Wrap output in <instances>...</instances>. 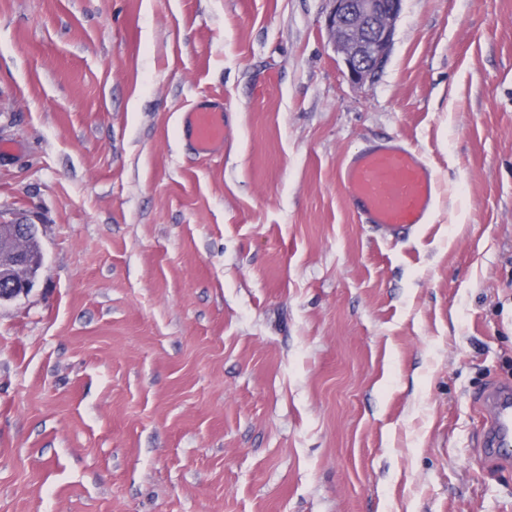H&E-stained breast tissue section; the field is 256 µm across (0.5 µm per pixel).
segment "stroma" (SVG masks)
<instances>
[{"label": "stroma", "instance_id": "35a3bbf8", "mask_svg": "<svg viewBox=\"0 0 512 512\" xmlns=\"http://www.w3.org/2000/svg\"><path fill=\"white\" fill-rule=\"evenodd\" d=\"M329 9L0 0V512H512V0H403L359 84ZM386 138L442 185L399 238L338 180ZM184 124L199 153L210 154L224 142V116L219 109L195 106L185 112ZM33 224L13 223L0 225V283H7V288L0 289L1 299H13L26 294L31 288L30 279L25 271L29 256L24 254L20 241L24 239L23 247L30 255L34 278L39 271V241L26 238L32 231ZM26 238V239H25ZM491 418L485 429V446L489 455L502 463H512V389L500 387L483 396Z\"/></svg>", "mask_w": 512, "mask_h": 512}]
</instances>
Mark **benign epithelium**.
I'll list each match as a JSON object with an SVG mask.
<instances>
[{"label": "benign epithelium", "instance_id": "1", "mask_svg": "<svg viewBox=\"0 0 512 512\" xmlns=\"http://www.w3.org/2000/svg\"><path fill=\"white\" fill-rule=\"evenodd\" d=\"M331 9L326 28L334 51L341 56L348 78L360 83L375 74L386 62L395 34V24L403 0H329ZM33 225L13 223L0 225V289L1 299H13L31 288L25 271L29 256L20 241Z\"/></svg>", "mask_w": 512, "mask_h": 512}]
</instances>
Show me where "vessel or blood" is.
Wrapping results in <instances>:
<instances>
[{
	"mask_svg": "<svg viewBox=\"0 0 512 512\" xmlns=\"http://www.w3.org/2000/svg\"><path fill=\"white\" fill-rule=\"evenodd\" d=\"M184 124L199 153H212L224 142L221 110L193 107ZM338 179L366 223L389 233L427 223L440 198L439 179L422 152L397 140L371 144L347 156ZM483 404L491 414L485 429L486 451L500 462L512 463V389L488 391Z\"/></svg>",
	"mask_w": 512,
	"mask_h": 512,
	"instance_id": "vessel-or-blood-1",
	"label": "vessel or blood"
}]
</instances>
